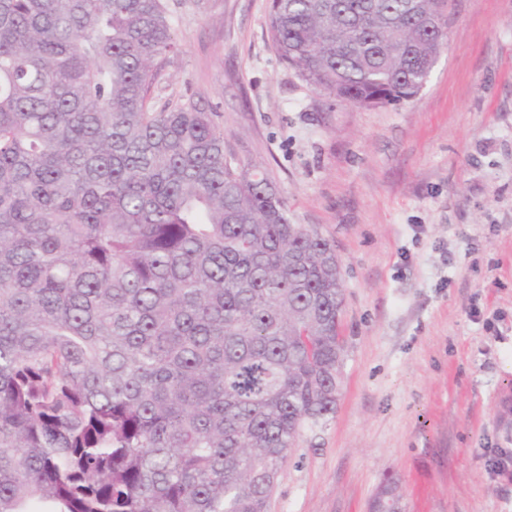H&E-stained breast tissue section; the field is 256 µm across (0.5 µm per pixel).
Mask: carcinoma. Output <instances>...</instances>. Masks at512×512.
<instances>
[{
    "label": "carcinoma",
    "mask_w": 512,
    "mask_h": 512,
    "mask_svg": "<svg viewBox=\"0 0 512 512\" xmlns=\"http://www.w3.org/2000/svg\"><path fill=\"white\" fill-rule=\"evenodd\" d=\"M448 0H271L279 57L363 108L410 101ZM163 0H0V512H266L336 412L334 244L158 106Z\"/></svg>",
    "instance_id": "1"
}]
</instances>
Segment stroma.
Wrapping results in <instances>:
<instances>
[{
  "instance_id": "35a3bbf8",
  "label": "stroma",
  "mask_w": 512,
  "mask_h": 512,
  "mask_svg": "<svg viewBox=\"0 0 512 512\" xmlns=\"http://www.w3.org/2000/svg\"><path fill=\"white\" fill-rule=\"evenodd\" d=\"M154 96L194 100L344 279L336 412L305 430L267 512H512V0H451L448 45L397 106L329 98L280 59L270 0H164Z\"/></svg>"
}]
</instances>
